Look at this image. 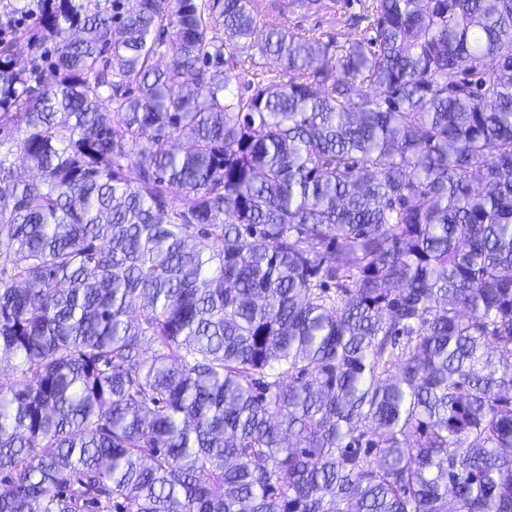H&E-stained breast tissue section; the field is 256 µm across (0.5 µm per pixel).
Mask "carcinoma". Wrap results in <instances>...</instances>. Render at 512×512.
Wrapping results in <instances>:
<instances>
[{
  "mask_svg": "<svg viewBox=\"0 0 512 512\" xmlns=\"http://www.w3.org/2000/svg\"><path fill=\"white\" fill-rule=\"evenodd\" d=\"M365 11L5 15L0 512H512V0ZM255 1L261 24L265 25L269 21L286 24L291 29L309 30L322 35L324 40L333 37L334 40L342 42L357 38L367 25L362 15L366 14L363 8L364 4L369 3L368 0H335V10L311 15L285 12L282 2L289 0Z\"/></svg>",
  "mask_w": 512,
  "mask_h": 512,
  "instance_id": "1",
  "label": "carcinoma"
}]
</instances>
